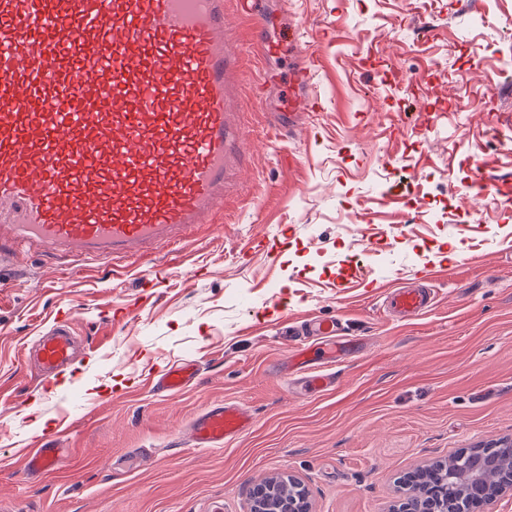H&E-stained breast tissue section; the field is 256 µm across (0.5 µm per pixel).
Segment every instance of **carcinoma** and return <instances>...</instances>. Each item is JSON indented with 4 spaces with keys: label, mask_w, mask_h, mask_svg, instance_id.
<instances>
[{
    "label": "carcinoma",
    "mask_w": 512,
    "mask_h": 512,
    "mask_svg": "<svg viewBox=\"0 0 512 512\" xmlns=\"http://www.w3.org/2000/svg\"><path fill=\"white\" fill-rule=\"evenodd\" d=\"M512 458V443L495 442L484 448H472L467 456L460 460L452 456L436 462L424 469L416 468L407 473L405 482L414 490L402 504L401 512H477L485 501L470 497L458 482V466L478 459H497L504 461ZM512 475V467L493 466L484 470L483 479L487 488L499 486ZM254 505L263 507L267 500L276 506L275 512H294L292 507L300 494L294 483L280 481L275 489L263 481L252 489Z\"/></svg>",
    "instance_id": "1"
}]
</instances>
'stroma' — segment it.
Segmentation results:
<instances>
[{"mask_svg":"<svg viewBox=\"0 0 512 512\" xmlns=\"http://www.w3.org/2000/svg\"><path fill=\"white\" fill-rule=\"evenodd\" d=\"M284 21L297 47L244 57L248 157L221 229L138 260L118 287L104 265L39 253L0 268V391L27 401L0 404V512H251V487L290 475L311 512H392L406 472L512 441V0H288ZM299 53L323 108L289 137L269 109L287 106ZM430 266L434 307L389 313L381 286ZM69 307L85 353L45 391L25 349ZM288 315L343 319L334 386L284 365ZM175 357L198 361L197 383L140 385ZM220 401L253 413L247 434L174 446ZM66 415L58 471L23 473L17 451Z\"/></svg>","mask_w":512,"mask_h":512,"instance_id":"1","label":"stroma"}]
</instances>
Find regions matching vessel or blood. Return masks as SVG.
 <instances>
[{
    "label": "vessel or blood",
    "instance_id": "vessel-or-blood-1",
    "mask_svg": "<svg viewBox=\"0 0 512 512\" xmlns=\"http://www.w3.org/2000/svg\"><path fill=\"white\" fill-rule=\"evenodd\" d=\"M227 0H0V265L18 252L47 251L60 263L143 258L184 240L224 213L234 160L233 79L241 50L230 38ZM260 60L297 45L298 30L266 38L265 0H236ZM314 58L290 74L287 110L275 124L294 131L298 112L320 110L309 96ZM431 285L401 286L387 310L416 317L434 305ZM318 344H296L287 364H319L340 340L335 319L314 320ZM69 324L37 340L38 376L52 384L74 360ZM196 360H170L147 383L176 394L196 379ZM254 417L236 403L211 406L189 427L196 448H221ZM57 434L21 449L26 470L50 472Z\"/></svg>",
    "mask_w": 512,
    "mask_h": 512
}]
</instances>
